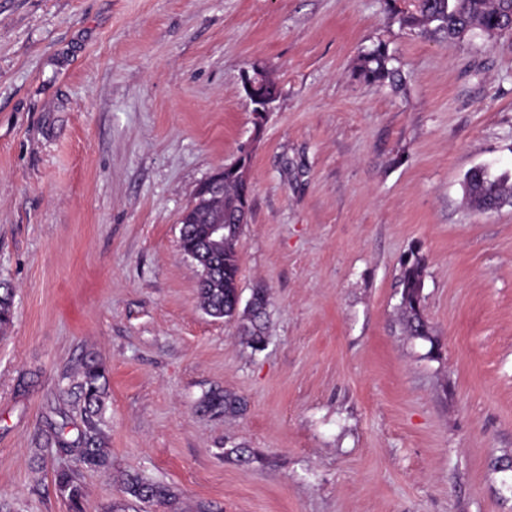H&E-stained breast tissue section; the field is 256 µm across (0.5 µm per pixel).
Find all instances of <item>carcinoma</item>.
Masks as SVG:
<instances>
[{"instance_id": "obj_1", "label": "carcinoma", "mask_w": 512, "mask_h": 512, "mask_svg": "<svg viewBox=\"0 0 512 512\" xmlns=\"http://www.w3.org/2000/svg\"><path fill=\"white\" fill-rule=\"evenodd\" d=\"M411 6L413 10L400 18L403 24L431 30L449 40L464 38L476 30L488 37L512 31V0H412ZM393 61L387 47L379 43L361 53L359 76L368 83L386 84L400 90L404 86V78ZM258 91L262 97L274 101L281 96L275 79L264 72L261 73ZM463 186L466 204L475 210L491 211L512 205V179L505 175L494 176L483 167H475L465 175ZM246 191V186L226 176L224 199L210 203L205 201L196 206L195 223L186 225L185 243L180 245V250H186L189 244L196 248L206 247L210 220L215 212H224V247L213 255L218 281L209 287L197 286L199 305L211 317L238 319L242 335L246 336L253 349L258 350L265 341L264 318L269 304L267 290L257 288L253 291L252 308L242 310L238 306V243L246 224L239 201ZM399 288V310L404 328L411 336L434 342L421 306L424 265L420 258L408 259L402 264ZM13 315V291L0 283V329L12 322ZM57 394L78 410L82 427L73 439L54 433L46 439L45 446L76 457L89 469H107L110 462L103 426L108 384L103 365L94 356L82 359L75 374H61ZM198 408L214 414L238 413L243 409V401L227 392L210 391L199 401ZM55 483L59 493L69 501L72 512H83V488L77 477L70 471L60 470ZM123 493L137 502L157 506L169 505L175 500L169 486L138 475L126 477Z\"/></svg>"}]
</instances>
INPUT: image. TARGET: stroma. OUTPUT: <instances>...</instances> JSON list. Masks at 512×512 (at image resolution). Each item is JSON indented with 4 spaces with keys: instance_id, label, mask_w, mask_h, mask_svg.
<instances>
[{
    "instance_id": "obj_1",
    "label": "stroma",
    "mask_w": 512,
    "mask_h": 512,
    "mask_svg": "<svg viewBox=\"0 0 512 512\" xmlns=\"http://www.w3.org/2000/svg\"><path fill=\"white\" fill-rule=\"evenodd\" d=\"M409 0H0V500L70 512H512V35L400 25ZM385 44L395 93L360 79ZM282 95L260 140L241 74ZM252 151L239 288L266 343L199 307L179 249L198 186ZM424 264L438 350L403 332ZM95 355L112 465L43 450L55 384ZM219 389L243 413L197 411ZM42 455H35V448ZM170 506L127 504V475ZM466 204L478 211H491L512 205V179L494 176L483 167H475L464 178ZM399 288H401L399 310L404 328L410 336L427 340L433 344L434 338L421 306L424 265L420 258L408 259L402 264ZM55 483L59 493L69 501L72 512H83V488L77 477L70 471L60 470ZM123 493L137 502L150 503L157 506L170 505L176 497L169 486L147 480L139 475H127Z\"/></svg>"
}]
</instances>
